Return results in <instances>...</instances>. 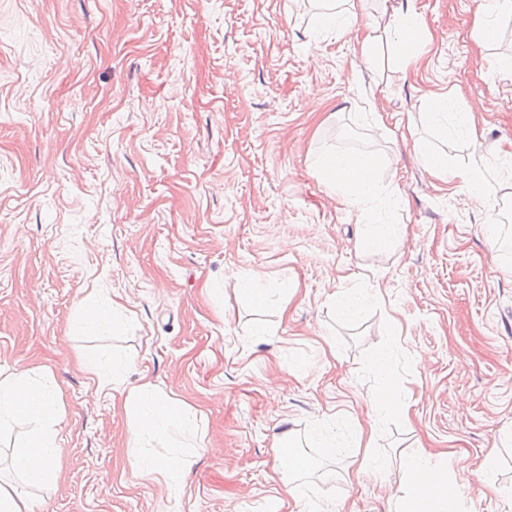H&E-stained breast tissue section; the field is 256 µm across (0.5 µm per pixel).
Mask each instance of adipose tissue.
<instances>
[{"mask_svg":"<svg viewBox=\"0 0 512 512\" xmlns=\"http://www.w3.org/2000/svg\"><path fill=\"white\" fill-rule=\"evenodd\" d=\"M316 3L318 13L309 31L310 38H318L326 31L339 36L353 32L358 16L357 0H316ZM385 35L401 63H409L420 54L425 27L411 0H399ZM426 119L431 129L442 137L466 135L471 129L470 114L457 111L454 99L445 94L433 100ZM414 151L416 158L434 176L460 179L470 189L487 186L480 168H451L446 155L429 151L420 142L415 143ZM385 167V159L371 151L325 153L314 162L321 181L340 193L346 205L362 215L385 204L389 198L379 180ZM121 314L120 304L101 289L94 288L80 303L76 327L88 334L103 335L115 328ZM394 361V353L389 349L374 355L372 367L379 385L373 399L386 412L403 414L407 407L398 396ZM123 405L131 421L132 469L147 480L163 477L170 489H179L188 467L187 460L176 454L146 455L141 453L140 447L147 440H165L175 430L194 432L195 415L191 408L161 392L147 378L125 391ZM63 414L61 398L54 388L33 379L28 371L0 378V432L10 429L21 418L34 426L33 435L15 448L11 457L12 469L30 485L42 489L52 482L54 464L61 455L58 426ZM402 467L406 488L396 497L391 512H448L449 502L459 498L460 483L449 482L447 473L431 455L422 452L408 455L403 458Z\"/></svg>","mask_w":512,"mask_h":512,"instance_id":"ef3b65f1","label":"adipose tissue"}]
</instances>
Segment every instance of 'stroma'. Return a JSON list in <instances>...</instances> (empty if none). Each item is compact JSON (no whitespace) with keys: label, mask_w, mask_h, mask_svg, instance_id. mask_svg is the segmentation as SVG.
I'll use <instances>...</instances> for the list:
<instances>
[{"label":"stroma","mask_w":512,"mask_h":512,"mask_svg":"<svg viewBox=\"0 0 512 512\" xmlns=\"http://www.w3.org/2000/svg\"><path fill=\"white\" fill-rule=\"evenodd\" d=\"M479 2L414 0L424 51L380 58L367 104L361 39L387 26L383 0L316 41L307 0H0V372L47 378L64 407L36 512H388L411 451L452 480L495 452L454 509L512 512V10L482 46ZM436 94L472 137L433 134ZM417 138L505 196L497 245L489 199L424 170ZM348 150L381 153L402 204L361 217L324 185L315 155ZM364 222L404 233L367 251ZM250 275L279 295L248 303ZM94 288L124 307L108 336L75 327ZM357 289L380 296L348 322L334 302ZM391 345L405 417L372 401ZM82 353L126 357L124 387L145 374L193 408L205 438L181 493L133 471L128 417ZM322 419L375 431L387 466L327 479L341 457L302 446L291 498L276 438Z\"/></svg>","instance_id":"stroma-1"}]
</instances>
